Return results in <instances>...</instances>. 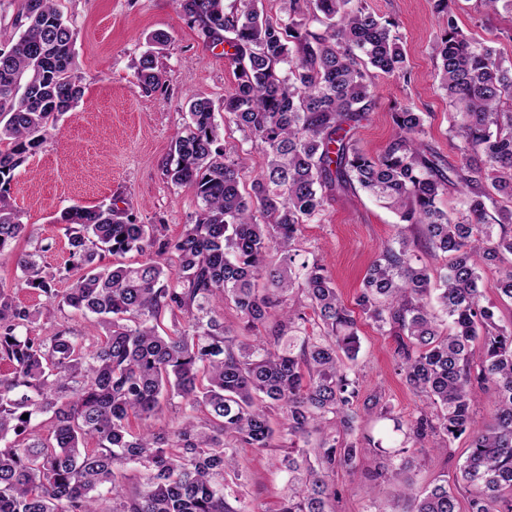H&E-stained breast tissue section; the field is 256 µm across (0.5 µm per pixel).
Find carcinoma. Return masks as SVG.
Wrapping results in <instances>:
<instances>
[{"label": "carcinoma", "mask_w": 512, "mask_h": 512, "mask_svg": "<svg viewBox=\"0 0 512 512\" xmlns=\"http://www.w3.org/2000/svg\"><path fill=\"white\" fill-rule=\"evenodd\" d=\"M176 2L205 40L232 49L224 122L260 143L264 167L245 181L248 157L221 142L214 104L192 97L164 166L200 202L178 239L112 203L73 205L61 213L82 271L72 288L58 294L38 254L19 255L30 287L96 318L99 331L38 334L37 311L0 283V361L9 365L0 374V512H251L237 449L271 448L277 432L285 446L274 466L288 480L276 512H334L336 469L355 468L372 443L357 422L390 413L377 396L357 405L346 361L360 348L358 312L395 337L399 374L422 402L406 422L413 453L425 454L433 436L444 448L468 436V512H512V320L479 288L492 270L497 293L512 300V71L462 32L448 0H435L432 59L454 108L458 163L424 143L423 113L409 105L393 107L394 134L372 156L351 134L376 104L370 69L410 79L394 22L364 0H305L304 12L300 0H280L275 17L261 0ZM167 42L150 37L138 61L146 93L163 88ZM73 56L74 31L55 0L32 9L20 0L14 30L0 29V142L11 145L0 152V185L81 99ZM456 182L465 199L445 210L439 201ZM354 183L419 229L409 237L402 227L383 244L356 311L295 246L302 225L322 221L328 193ZM25 233L18 212L1 206L0 252ZM154 244L156 256L137 265L99 264L106 252ZM421 248L448 256L439 314L426 301ZM228 305L236 330L224 323ZM489 389L494 424L482 429L473 408ZM174 403L181 423L154 430L150 421ZM130 467L141 473L134 488L124 483ZM400 497L411 512H461L446 483L423 492L408 484Z\"/></svg>", "instance_id": "carcinoma-1"}]
</instances>
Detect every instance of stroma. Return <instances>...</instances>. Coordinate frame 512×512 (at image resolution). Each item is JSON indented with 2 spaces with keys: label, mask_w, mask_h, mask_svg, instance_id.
<instances>
[{
  "label": "stroma",
  "mask_w": 512,
  "mask_h": 512,
  "mask_svg": "<svg viewBox=\"0 0 512 512\" xmlns=\"http://www.w3.org/2000/svg\"><path fill=\"white\" fill-rule=\"evenodd\" d=\"M371 9L398 24L410 81L393 75L373 80L376 107L353 137L367 153L379 154L393 129V104L409 103L425 115L424 139L449 162L457 151L448 137V99L434 75L430 46L440 32L434 0H367ZM75 29L74 68L84 94L76 107L49 126L44 143L18 166L4 200L19 212L27 231L12 249L0 253V282L39 313L42 328L65 326L91 336L95 327L80 312L58 309L29 287L16 264L19 253L39 250L41 262L56 275L54 286L65 291L78 273L71 269L64 209L111 202L142 224L164 223L165 238L177 239L192 223L199 203L191 188L172 184L163 174L171 141L187 119L191 96L205 97L223 119L224 98L235 84L225 45L204 40L178 12L175 0H56ZM453 11L468 35L491 40L512 66V10L485 9L480 0H455ZM164 33V89L149 95L141 88L136 65L147 38ZM398 217L359 186L331 192L324 219L303 225L298 247L324 265L339 294L353 303L364 275L381 245L395 238ZM361 348L351 367L360 398L380 396L390 417L365 418L363 428L379 449L365 453L356 468L338 469L336 512H402L399 489L416 490L447 479L460 502L469 494L460 481L468 441L418 457L402 467L405 437L394 418L417 415L420 402L397 373L393 337L371 321L359 323ZM271 450L242 449L239 467L248 476L246 498L252 512H274L286 489L283 473L271 465Z\"/></svg>",
  "instance_id": "1"
}]
</instances>
